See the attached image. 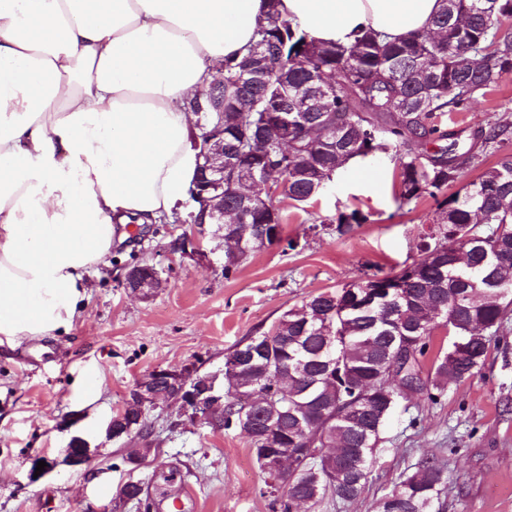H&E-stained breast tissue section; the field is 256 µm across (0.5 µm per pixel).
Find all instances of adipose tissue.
Here are the masks:
<instances>
[{"label": "adipose tissue", "mask_w": 512, "mask_h": 512, "mask_svg": "<svg viewBox=\"0 0 512 512\" xmlns=\"http://www.w3.org/2000/svg\"><path fill=\"white\" fill-rule=\"evenodd\" d=\"M440 0H278L310 38L430 32ZM268 0H0V343L69 333L131 221L186 197L187 107Z\"/></svg>", "instance_id": "1"}]
</instances>
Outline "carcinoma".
<instances>
[{
	"mask_svg": "<svg viewBox=\"0 0 512 512\" xmlns=\"http://www.w3.org/2000/svg\"><path fill=\"white\" fill-rule=\"evenodd\" d=\"M434 25L435 35L402 40L368 30L350 45L316 42L272 2L249 53L216 66L205 96L189 99L192 111L202 106L224 124V151L236 165L224 171V235L236 236L238 248L224 252L226 278L283 223V202L297 209L312 202L320 183L332 182L353 158L393 153L400 205L426 197L438 204L428 241L398 272L400 298L388 302L381 295L341 315L336 308L375 287L373 279L321 292L285 312L271 333L248 336L224 355L228 372L250 340L266 348L258 367L223 381L224 430L253 418L256 429L247 435L253 449L266 447L270 424L299 427L274 440L284 453L303 449L304 463L288 490L279 492L274 473L255 457L272 479L273 512H298L329 494L357 499L380 433L402 398L400 370L408 367L419 395L439 403L449 382L479 372L489 337L500 335L512 306V153L500 152L509 127L490 122L481 131L483 151L497 160L465 184L464 168L478 159L472 148L455 140L432 155L417 150L448 137L436 122L444 112L462 110L512 80V0H441ZM311 95L324 105L288 115V151L271 144L267 104ZM239 169L274 178L282 192L244 205ZM456 184V192L445 194ZM366 220L354 210L329 223L345 235ZM439 327L468 340L467 350L434 348L431 336ZM256 387L266 402L254 410L244 394ZM446 472L438 458L422 459L395 490L400 512H435Z\"/></svg>",
	"mask_w": 512,
	"mask_h": 512,
	"instance_id": "obj_1",
	"label": "carcinoma"
}]
</instances>
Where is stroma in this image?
Masks as SVG:
<instances>
[{
  "instance_id": "1",
  "label": "stroma",
  "mask_w": 512,
  "mask_h": 512,
  "mask_svg": "<svg viewBox=\"0 0 512 512\" xmlns=\"http://www.w3.org/2000/svg\"><path fill=\"white\" fill-rule=\"evenodd\" d=\"M497 121L512 127V81L443 118L448 130L472 133ZM396 165L368 156L337 175L305 210L285 208V237L249 255L232 277L224 251L204 241V255L172 248L181 224H145L118 248V260L88 279L79 318L64 336L0 346V512H143L120 501L129 482L154 500L179 496L183 512H272L268 476L257 467L246 435L194 425L178 404L159 402L150 413L152 451L130 463L144 442H109L103 429L126 403L137 379L151 371L193 363L202 372L224 367V355L255 332L268 330L312 295L344 287L375 270L399 271L418 255L436 216L434 199L399 206ZM360 211L365 224L346 235L319 229L320 220ZM153 265L162 279L147 296L122 281L129 254ZM508 333L490 347L480 373L449 383L439 404L400 401L387 421L376 463L354 501L326 498L314 512H376L400 473H413L426 455L447 465L448 490L440 512H512V313ZM96 376L92 403L82 385ZM95 446L92 465L64 464L73 434ZM56 468L30 480L34 457Z\"/></svg>"
}]
</instances>
